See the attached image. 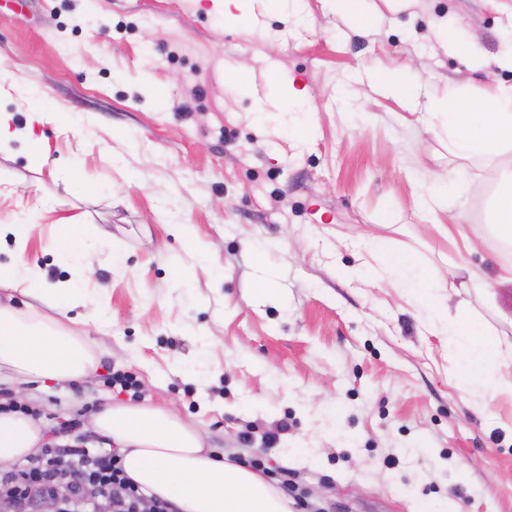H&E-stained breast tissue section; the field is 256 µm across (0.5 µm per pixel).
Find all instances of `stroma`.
I'll return each instance as SVG.
<instances>
[{
	"label": "stroma",
	"mask_w": 512,
	"mask_h": 512,
	"mask_svg": "<svg viewBox=\"0 0 512 512\" xmlns=\"http://www.w3.org/2000/svg\"><path fill=\"white\" fill-rule=\"evenodd\" d=\"M223 2L0 0V225H33L26 257L48 286L72 274L57 220L97 225L70 315L104 313L87 327L91 380L0 396L49 428L79 419L56 442L93 451L112 448L89 426L104 396L174 410L296 512H512V395L460 389L447 338L394 277L365 276L362 247L384 237L444 275H495L500 172L418 114L452 86L479 103L512 85L493 62L512 48V0H358L355 18L329 0H252L243 25ZM471 40L489 63L468 71L451 44ZM382 73L432 75L430 93L403 97ZM192 84L202 99L176 110ZM40 106L60 123H38ZM462 169L461 196L434 201L435 179ZM191 245L213 262L186 274ZM494 291L492 308L475 288L450 295L449 315L512 337V285ZM298 448L322 454L303 463Z\"/></svg>",
	"instance_id": "1"
}]
</instances>
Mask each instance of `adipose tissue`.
<instances>
[{
    "mask_svg": "<svg viewBox=\"0 0 512 512\" xmlns=\"http://www.w3.org/2000/svg\"><path fill=\"white\" fill-rule=\"evenodd\" d=\"M426 124L434 136L447 137L456 155L499 163L512 150V86L499 87L478 104L451 91L431 103ZM489 227L499 241L512 247V173L500 181L492 197ZM33 230L30 224L12 225L18 253L13 263L0 266V288L34 285L38 302L57 316L51 319L34 310L23 314L0 305V383L19 387L35 380H87L95 370L94 344L65 328L60 318L82 301L80 284L87 275L82 248L97 227L61 220L57 249L72 260V276L49 288L42 285L40 267L25 256ZM370 253L374 275L395 276L408 295L428 301L434 334L447 337L460 359V387L476 397L488 390L512 395V342L495 337L469 312L452 318L441 299H428L426 287L440 281L438 270L419 266L410 254L392 250L378 237L371 240ZM91 425L119 450L132 483L145 495L177 503L183 512H292L290 500L263 475L217 456L207 448L202 430L172 410L109 401L92 416ZM45 441L44 426L33 418L0 412V464L25 461Z\"/></svg>",
    "mask_w": 512,
    "mask_h": 512,
    "instance_id": "1",
    "label": "adipose tissue"
}]
</instances>
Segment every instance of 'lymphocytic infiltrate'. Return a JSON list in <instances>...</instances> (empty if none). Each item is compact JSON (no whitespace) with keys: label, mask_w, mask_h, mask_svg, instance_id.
I'll return each instance as SVG.
<instances>
[{"label":"lymphocytic infiltrate","mask_w":512,"mask_h":512,"mask_svg":"<svg viewBox=\"0 0 512 512\" xmlns=\"http://www.w3.org/2000/svg\"><path fill=\"white\" fill-rule=\"evenodd\" d=\"M69 473L76 487L69 505L72 512H181L171 501L144 495L126 476L119 455L92 453L86 448L72 449L62 455L59 448L45 447L18 471L0 476V494L12 497L18 512H29L33 500L53 494L62 473ZM95 484L106 489L100 501H86L80 487Z\"/></svg>","instance_id":"lymphocytic-infiltrate-1"}]
</instances>
